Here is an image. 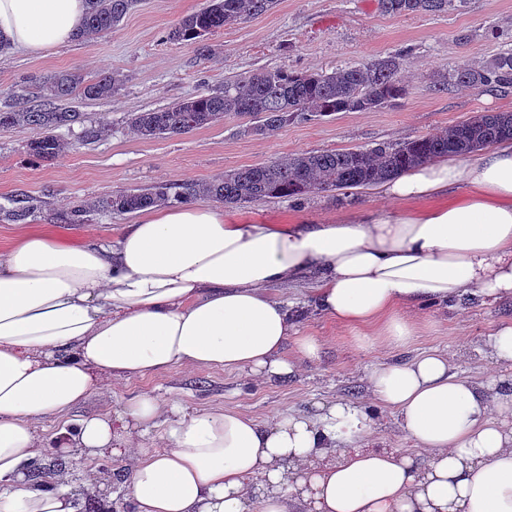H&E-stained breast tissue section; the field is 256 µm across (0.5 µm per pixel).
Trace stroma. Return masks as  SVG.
I'll use <instances>...</instances> for the list:
<instances>
[{
	"label": "stroma",
	"instance_id": "35a3bbf8",
	"mask_svg": "<svg viewBox=\"0 0 512 512\" xmlns=\"http://www.w3.org/2000/svg\"><path fill=\"white\" fill-rule=\"evenodd\" d=\"M206 4L207 0H137L112 33L76 40L39 56L14 50L0 54L1 109L37 100L40 78L50 72L78 69L94 77L112 71L125 78L122 89L110 99L74 100L83 121L58 129V137L68 146L58 158L30 156L26 145L34 133L29 129L0 131V207H14L21 194L40 207L23 225L0 219V250L7 249L24 227L71 239L90 230L110 238L123 225L138 222L139 214L111 217L95 212L83 224H60L55 215L117 190L157 182H208L274 157L396 142L436 132L479 112L512 111V92H476L454 85L437 91L430 84L440 69L477 65L512 48V0H469L460 11L405 16L382 14L377 0H277L275 8L210 35L214 53L207 58L195 46L167 38L182 17ZM399 51L409 55V94L377 111L340 112L324 120L297 122L272 138L238 135L245 120L233 115L188 134L154 140L140 138L126 123L129 113L161 109L221 88L228 76L269 68L329 71ZM101 122L109 126L107 135L82 144L83 125ZM391 207V202L363 188L344 195L324 192L301 202L255 200L234 206L233 211L266 224L301 217L340 221ZM269 293L275 298L289 295L298 303L297 333L322 340L318 360L304 364L292 378L257 384L246 383L230 369L178 366L128 383L104 381L102 391L79 407L39 424V435L49 444L44 453L47 462L57 459L50 444L60 430L72 428L86 415H112L144 393L173 398L191 408L232 409L260 421L280 411L313 412L320 404L346 400L366 407L375 419L369 443L415 456L419 449L396 431L392 409L368 391L366 374L371 366L433 351L448 356L455 373L477 383L493 384L506 375L478 348L499 326L512 323L511 299L415 307L410 312L415 322L410 341L387 346L378 339L379 324L330 320L314 309L309 290L275 286ZM122 468L121 458L109 452L85 456L72 468L73 482L84 484L86 473H98L106 482L105 490H88L81 497L94 500L99 512H116L126 495L125 485L115 478Z\"/></svg>",
	"mask_w": 512,
	"mask_h": 512
}]
</instances>
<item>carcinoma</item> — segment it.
<instances>
[{"instance_id":"obj_1","label":"carcinoma","mask_w":512,"mask_h":512,"mask_svg":"<svg viewBox=\"0 0 512 512\" xmlns=\"http://www.w3.org/2000/svg\"><path fill=\"white\" fill-rule=\"evenodd\" d=\"M136 0H87L82 39L114 30ZM276 0H209L168 31L174 42L198 45L207 52L206 36L250 16L273 8ZM467 0H377L378 10L392 16L442 14L457 10ZM407 54L377 56L331 72H293L265 69L224 81V88L183 99L146 112H133L127 121L144 139L187 134L230 115H250L257 122L239 129L243 136L272 138L295 122L320 120L338 112H371L404 99ZM456 84L477 92L512 90V49L501 51L478 66L444 68L433 76L437 90ZM122 84L120 75L103 72L88 78L76 70H61L42 78L45 103L0 109V130L35 131L28 143L31 155L53 159L62 146L55 131L82 119L72 100L112 97ZM512 140V112H481L432 134L401 142L281 156L236 169L205 183H155L116 191L90 204L79 203L59 215L64 224H83L92 211L125 215L163 206L172 201L210 199L237 206L262 198L307 199L313 195L368 188L422 163L454 156L471 157L484 148Z\"/></svg>"}]
</instances>
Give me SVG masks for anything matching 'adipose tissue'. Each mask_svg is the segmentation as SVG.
<instances>
[{"label":"adipose tissue","instance_id":"adipose-tissue-1","mask_svg":"<svg viewBox=\"0 0 512 512\" xmlns=\"http://www.w3.org/2000/svg\"><path fill=\"white\" fill-rule=\"evenodd\" d=\"M85 12L86 0H0V34L37 56L68 45ZM455 186L464 194L449 196ZM375 191L429 206L257 224L194 203L110 239L21 232L0 252V512H76L68 473L40 481L29 464L43 448L38 424L83 403L99 377L221 366L264 382L317 360L320 340L296 336L294 304L272 286L313 283L319 313L379 323L389 345L414 334L399 307L512 299V141ZM367 378L423 459L362 447L374 420L350 402L261 423L151 394L119 411L122 428L85 416L55 446L123 456L131 512H512V391L461 377L434 352Z\"/></svg>","mask_w":512,"mask_h":512}]
</instances>
